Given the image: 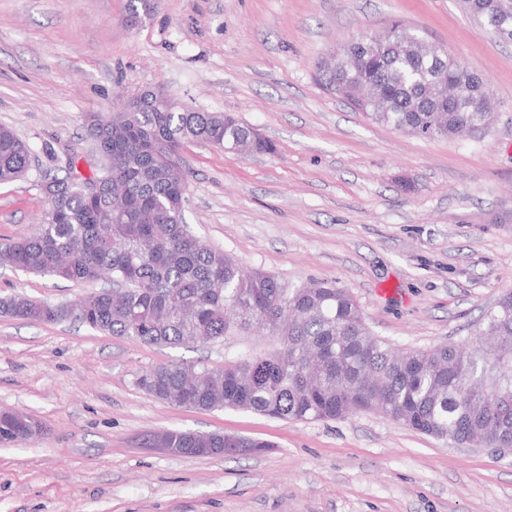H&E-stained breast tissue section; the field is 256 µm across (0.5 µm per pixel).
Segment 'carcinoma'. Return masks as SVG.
I'll use <instances>...</instances> for the list:
<instances>
[{"label":"carcinoma","instance_id":"carcinoma-1","mask_svg":"<svg viewBox=\"0 0 512 512\" xmlns=\"http://www.w3.org/2000/svg\"><path fill=\"white\" fill-rule=\"evenodd\" d=\"M483 29L512 42V0H467ZM154 0H131L130 22L151 16ZM378 57L362 61L352 37L336 54V74L355 91L371 121L428 139L472 137L493 120L484 112L478 73L400 22L375 39ZM448 72V111L433 100ZM86 131L105 167L86 182L76 160L42 174L51 189L34 235L0 247V267L74 281L112 280L73 304L23 294L0 299V313L42 323L78 321L147 345L215 342L241 330H265L282 352L227 360L194 375L158 365L136 385L170 403L203 411L251 410L283 421H329L376 411L438 440L512 451V291L482 317L472 340L433 348L401 347L375 336L354 296L333 280L284 288L262 271L193 235L183 224L186 177L173 170L187 141L245 143L251 128L213 112H163L144 93L122 111L91 113ZM32 149L0 125V182L25 177ZM42 427L0 426V443L34 440ZM162 448L198 456L224 436L168 430Z\"/></svg>","mask_w":512,"mask_h":512}]
</instances>
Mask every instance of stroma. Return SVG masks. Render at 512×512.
<instances>
[{
	"label": "stroma",
	"mask_w": 512,
	"mask_h": 512,
	"mask_svg": "<svg viewBox=\"0 0 512 512\" xmlns=\"http://www.w3.org/2000/svg\"><path fill=\"white\" fill-rule=\"evenodd\" d=\"M0 0V124L32 148L0 183V245L33 235L40 174L95 155L89 112L160 91L227 113L273 143L243 155L182 146L191 230L283 287L332 279L376 336L430 348L470 338L512 291V44L482 32L466 0ZM403 22L480 73L497 116L482 135L422 139L374 123L328 89L321 65L350 37ZM93 283L0 268V297L73 302ZM239 332L151 346L64 322L0 314V410L45 434L0 445V512H512V452L460 446L375 412L282 421L200 411L140 389L177 362L219 368L276 351ZM265 442L258 453L175 455L162 430Z\"/></svg>",
	"instance_id": "35a3bbf8"
}]
</instances>
